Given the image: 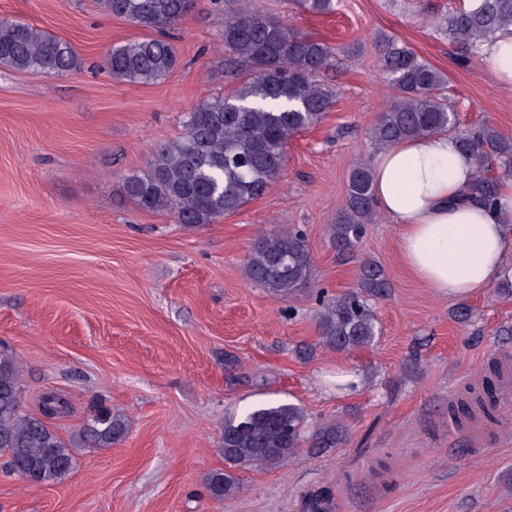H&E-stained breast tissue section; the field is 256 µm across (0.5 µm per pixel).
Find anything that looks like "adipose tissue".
<instances>
[{
	"label": "adipose tissue",
	"instance_id": "adipose-tissue-1",
	"mask_svg": "<svg viewBox=\"0 0 512 512\" xmlns=\"http://www.w3.org/2000/svg\"><path fill=\"white\" fill-rule=\"evenodd\" d=\"M490 77L512 86V34L484 43ZM474 158L454 136L422 135L378 148L372 157L377 209L394 224L402 258L441 296H470L512 278V180L495 206L469 201Z\"/></svg>",
	"mask_w": 512,
	"mask_h": 512
}]
</instances>
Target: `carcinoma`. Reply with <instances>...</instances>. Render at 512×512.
<instances>
[{"instance_id": "carcinoma-1", "label": "carcinoma", "mask_w": 512, "mask_h": 512, "mask_svg": "<svg viewBox=\"0 0 512 512\" xmlns=\"http://www.w3.org/2000/svg\"><path fill=\"white\" fill-rule=\"evenodd\" d=\"M295 9L312 14L335 10L336 0H292ZM102 10L123 18L153 36L108 50L105 66L113 78L130 83H154L178 65L169 31L191 13L197 0H100ZM238 8L224 19L217 41L224 56L242 63L247 79L231 93L209 95L187 113L182 132L156 148L148 171L127 176L126 196L145 211H167L179 224H207L242 210L263 195L286 162L287 146L297 133L317 125L332 104L334 92L319 80L339 63L342 52L308 37L279 17L257 10L253 0H237ZM512 29V0H468L448 13L439 30L464 54L497 33ZM381 70L395 96L381 113L372 136L390 145L427 133L446 132L477 162L470 198L494 205L500 186L512 179V138L485 123L459 129V115L443 90L447 74L413 50L383 35L378 40ZM0 64L47 76L79 66L72 45L29 24L0 20ZM497 165L498 174L486 175ZM381 218L373 200L371 160L359 159L349 174L345 202L327 227L337 256L358 259L356 290L330 297L317 291L322 310L318 345L348 353L367 347L379 334L369 301L385 297L390 288L383 268L371 258L358 257L366 225ZM245 277L279 300H291L311 289L313 261L303 232L265 233L254 239L244 266ZM501 370L491 365L481 387L471 388L452 411L455 421L479 411L497 420L495 391ZM68 401L55 393L42 397V416L28 413L22 402L17 360L0 353V467L32 484L63 480L75 462V449L110 448L127 433L123 416L99 410L89 423L68 438L50 428L46 417L68 414ZM302 407L269 401L224 419L226 470L206 479L209 495L222 501L239 492L238 471L274 468L293 457L305 438ZM316 444L339 446L345 441L341 422H327L314 433Z\"/></svg>"}]
</instances>
